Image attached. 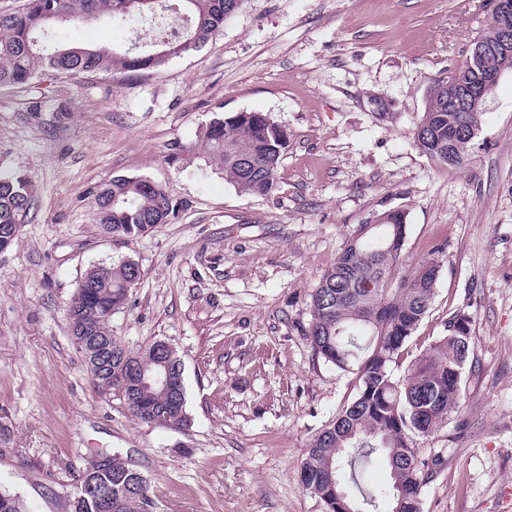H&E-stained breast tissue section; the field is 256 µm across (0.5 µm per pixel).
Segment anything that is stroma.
<instances>
[{
  "mask_svg": "<svg viewBox=\"0 0 512 512\" xmlns=\"http://www.w3.org/2000/svg\"><path fill=\"white\" fill-rule=\"evenodd\" d=\"M93 18L55 31L127 49L175 23ZM491 21L489 0H244L199 51L136 78L119 71L0 87V173L25 172L33 205L0 252V490L29 512H64L88 462L131 459L148 512H327L305 488L313 438L354 394L315 354L311 294L360 225L399 210L402 274L437 257L431 307L395 376L471 319L463 400L416 437L432 476L420 512H512V68L488 95L467 161L434 160L414 136L435 79L461 65ZM262 112L288 133L269 196L240 192L209 163L202 130ZM171 199L137 237L102 231L94 202L113 177ZM141 277L112 334L183 362L187 426L141 422L94 389L67 306L86 271L120 260ZM354 501L386 488L383 456L343 469Z\"/></svg>",
  "mask_w": 512,
  "mask_h": 512,
  "instance_id": "stroma-1",
  "label": "stroma"
}]
</instances>
